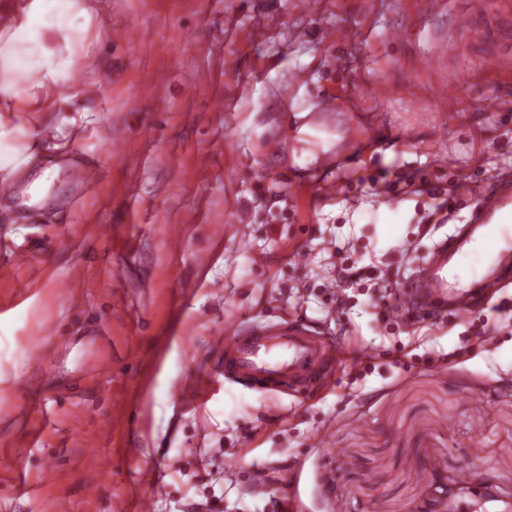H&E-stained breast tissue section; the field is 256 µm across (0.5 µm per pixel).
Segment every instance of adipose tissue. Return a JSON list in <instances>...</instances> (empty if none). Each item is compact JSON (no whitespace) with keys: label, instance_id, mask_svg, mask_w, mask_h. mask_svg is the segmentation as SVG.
Masks as SVG:
<instances>
[{"label":"adipose tissue","instance_id":"adipose-tissue-1","mask_svg":"<svg viewBox=\"0 0 512 512\" xmlns=\"http://www.w3.org/2000/svg\"><path fill=\"white\" fill-rule=\"evenodd\" d=\"M0 174L13 175L32 159L15 112H47L57 92L80 95L77 60L88 38H101L87 0H0Z\"/></svg>","mask_w":512,"mask_h":512}]
</instances>
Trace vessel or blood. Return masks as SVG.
<instances>
[{"mask_svg": "<svg viewBox=\"0 0 512 512\" xmlns=\"http://www.w3.org/2000/svg\"><path fill=\"white\" fill-rule=\"evenodd\" d=\"M449 22L474 41L490 35L489 26L467 10L451 15ZM472 196L480 207L470 222L436 246L407 281L403 307L410 313L463 318L471 313L475 295L499 291L503 280L512 276V238L504 235L505 226L512 223V178L501 177L492 187L474 183ZM458 267L471 271L474 287L465 289L453 281ZM220 343L225 377L256 390L285 385L304 391L332 373L335 365L328 340L300 323L272 324L258 331L238 326Z\"/></svg>", "mask_w": 512, "mask_h": 512, "instance_id": "1", "label": "vessel or blood"}]
</instances>
